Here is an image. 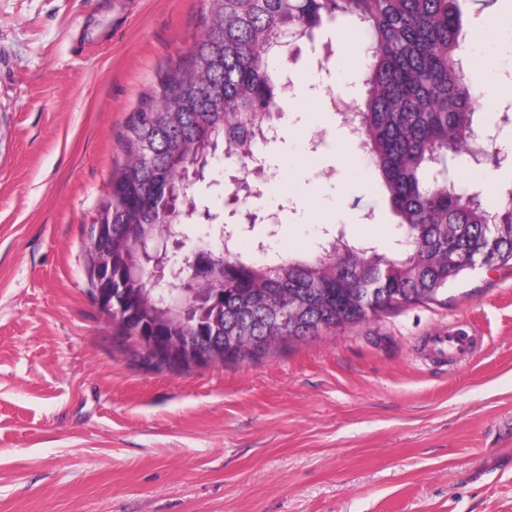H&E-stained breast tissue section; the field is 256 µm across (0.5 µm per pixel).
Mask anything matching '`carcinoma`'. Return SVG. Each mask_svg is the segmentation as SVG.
Returning a JSON list of instances; mask_svg holds the SVG:
<instances>
[{"label": "carcinoma", "instance_id": "carcinoma-1", "mask_svg": "<svg viewBox=\"0 0 512 512\" xmlns=\"http://www.w3.org/2000/svg\"><path fill=\"white\" fill-rule=\"evenodd\" d=\"M347 14L366 41L360 143L399 218L402 248L371 254L341 230L314 256L235 250L232 241L255 225L225 234L221 213L197 203L193 187L219 155L247 164L257 136L276 128L269 59L282 36L310 40ZM461 15L460 0H210L202 37L128 122L125 164L99 206L112 225V285L129 300L126 333L194 336L221 361L259 356L391 308L436 303L466 272L511 263L512 189L491 204L435 170L450 156L472 163L477 88L459 79ZM166 194L174 204L161 222L150 202ZM193 219L210 226L208 260L219 277L176 261L156 288L141 244L184 240Z\"/></svg>", "mask_w": 512, "mask_h": 512}]
</instances>
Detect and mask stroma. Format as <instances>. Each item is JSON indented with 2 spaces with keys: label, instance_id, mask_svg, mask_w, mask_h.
<instances>
[{
  "label": "stroma",
  "instance_id": "obj_1",
  "mask_svg": "<svg viewBox=\"0 0 512 512\" xmlns=\"http://www.w3.org/2000/svg\"><path fill=\"white\" fill-rule=\"evenodd\" d=\"M209 0H0V512H512V266L479 268L447 302L411 304L259 359L148 365L95 303L89 228L122 162L126 125L199 38ZM462 55L483 84L512 74V0H467ZM351 20L271 61L283 103L269 208L277 244L323 229L392 254L396 219L339 101L363 103ZM488 152L512 143V96ZM319 127L326 143L298 138ZM488 192L512 160L460 168ZM224 159L198 200L225 222ZM463 360L435 355L449 329Z\"/></svg>",
  "mask_w": 512,
  "mask_h": 512
}]
</instances>
